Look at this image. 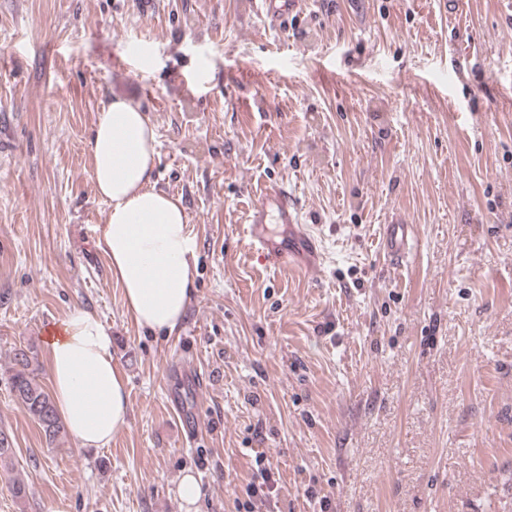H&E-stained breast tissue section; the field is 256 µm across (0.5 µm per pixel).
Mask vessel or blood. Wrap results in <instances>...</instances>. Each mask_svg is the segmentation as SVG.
<instances>
[{
    "instance_id": "b4317fda",
    "label": "vessel or blood",
    "mask_w": 512,
    "mask_h": 512,
    "mask_svg": "<svg viewBox=\"0 0 512 512\" xmlns=\"http://www.w3.org/2000/svg\"><path fill=\"white\" fill-rule=\"evenodd\" d=\"M302 0H260L259 11L273 23H280L289 15L298 13ZM286 225L289 236L280 240L273 236L269 225ZM248 247L255 258L265 260L272 267H300L312 272L323 268L326 256L320 240L307 226L294 195L287 185L276 184L261 191L253 206L246 227ZM418 245L415 225L393 223L382 227L381 249L395 265L404 267Z\"/></svg>"
}]
</instances>
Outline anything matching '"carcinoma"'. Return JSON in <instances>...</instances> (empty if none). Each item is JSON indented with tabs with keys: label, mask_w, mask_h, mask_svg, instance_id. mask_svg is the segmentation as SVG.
Returning <instances> with one entry per match:
<instances>
[{
	"label": "carcinoma",
	"mask_w": 512,
	"mask_h": 512,
	"mask_svg": "<svg viewBox=\"0 0 512 512\" xmlns=\"http://www.w3.org/2000/svg\"><path fill=\"white\" fill-rule=\"evenodd\" d=\"M11 391L23 411L41 428L46 440L53 444L65 435L53 400L40 382L38 353L31 345L14 346L9 351Z\"/></svg>",
	"instance_id": "cac0c4a2"
}]
</instances>
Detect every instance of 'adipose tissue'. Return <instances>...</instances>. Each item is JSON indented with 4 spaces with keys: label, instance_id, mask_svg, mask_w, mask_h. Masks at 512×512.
<instances>
[{
    "label": "adipose tissue",
    "instance_id": "adipose-tissue-1",
    "mask_svg": "<svg viewBox=\"0 0 512 512\" xmlns=\"http://www.w3.org/2000/svg\"><path fill=\"white\" fill-rule=\"evenodd\" d=\"M92 179L107 203L99 244L138 326L167 335L180 327L193 295L194 243L180 198L153 184L157 132L130 100L112 99L88 142ZM53 402L72 439L105 448L127 424L124 380L112 337L89 310L73 308L47 337Z\"/></svg>",
    "mask_w": 512,
    "mask_h": 512
}]
</instances>
